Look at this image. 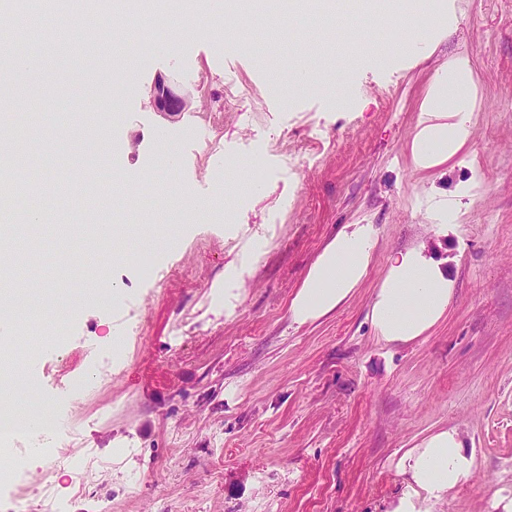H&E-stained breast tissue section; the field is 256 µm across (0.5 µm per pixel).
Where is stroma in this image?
<instances>
[{"instance_id": "1", "label": "stroma", "mask_w": 512, "mask_h": 512, "mask_svg": "<svg viewBox=\"0 0 512 512\" xmlns=\"http://www.w3.org/2000/svg\"><path fill=\"white\" fill-rule=\"evenodd\" d=\"M433 2L418 18L422 38L360 13L357 0H318L285 32L243 12L233 28L254 37L248 57L194 38L166 50L123 19L91 46L102 59L137 54L134 98L118 113L95 93L104 69L86 61L5 89L0 126L43 138L41 151L9 158V180L39 166L45 220L0 244V268L41 288L65 273L72 308L47 322L10 306L17 343L40 341L13 373L32 378L40 408L61 424L62 452L87 469L80 485L63 468L46 475L22 436L26 486L48 488L61 512H392L405 489L401 455L454 428L474 474L431 512H496L494 501L512 499V0ZM317 14L334 41L323 39ZM52 29L48 17L36 32L0 27V52L55 58ZM373 32L383 41L352 58L351 40ZM392 42L407 48L387 55ZM293 44L305 47L314 86L285 102L267 86L272 73L289 76ZM460 53L478 89L473 138L459 162L417 171L410 145L420 104ZM160 74L199 95L197 117L174 135L153 120ZM342 86L350 94L340 106ZM67 113L77 122L57 131ZM104 159L115 175L103 223L137 221L124 201L144 175L209 207L190 224L161 212L157 235L99 253L115 293L98 304L83 296L85 247L60 260L56 228L76 213L52 192L64 176L81 189L79 170ZM472 178L481 189L460 235L440 233L436 201ZM347 224L373 227L366 280L328 316L293 322L290 302L309 267ZM419 244L455 281L448 314L427 336L383 343L369 318L374 291L389 255Z\"/></svg>"}]
</instances>
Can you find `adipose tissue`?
<instances>
[{"label":"adipose tissue","mask_w":512,"mask_h":512,"mask_svg":"<svg viewBox=\"0 0 512 512\" xmlns=\"http://www.w3.org/2000/svg\"><path fill=\"white\" fill-rule=\"evenodd\" d=\"M470 74V58L458 55L434 78L419 107L410 146L417 170L428 172L453 161L470 143L477 99ZM375 245L371 225H345L317 256L294 295L289 307L293 322L311 323L339 308L365 280ZM454 293V282L440 261L426 247L409 248L389 257L369 318L384 343H408L446 317ZM474 468V457L456 429L429 435L400 459L406 492L396 512H423L424 502L448 498L470 480Z\"/></svg>","instance_id":"ef3b65f1"}]
</instances>
